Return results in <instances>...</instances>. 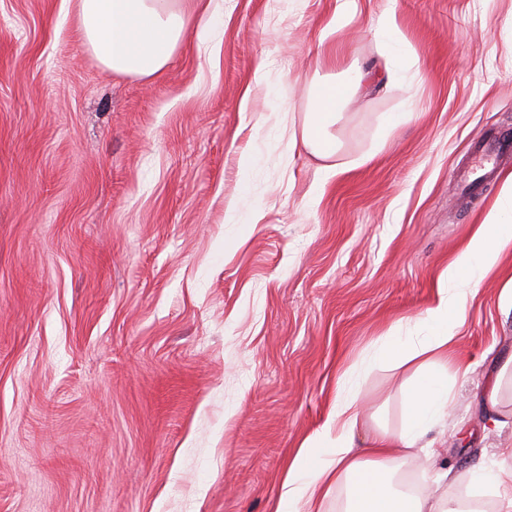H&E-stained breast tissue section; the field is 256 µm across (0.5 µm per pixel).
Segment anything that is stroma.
<instances>
[{
  "mask_svg": "<svg viewBox=\"0 0 512 512\" xmlns=\"http://www.w3.org/2000/svg\"><path fill=\"white\" fill-rule=\"evenodd\" d=\"M226 0L155 78L104 69L71 0H0V512H277L339 377L421 333L439 279L512 176V0ZM352 91L335 155L301 134L313 83ZM390 112L404 113L389 127ZM256 166L249 190L239 159ZM237 200L242 223L226 221ZM512 253L457 339L464 373L410 485L512 448ZM412 366L372 367L370 423L399 428Z\"/></svg>",
  "mask_w": 512,
  "mask_h": 512,
  "instance_id": "35a3bbf8",
  "label": "stroma"
}]
</instances>
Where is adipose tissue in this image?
Segmentation results:
<instances>
[{"mask_svg": "<svg viewBox=\"0 0 512 512\" xmlns=\"http://www.w3.org/2000/svg\"><path fill=\"white\" fill-rule=\"evenodd\" d=\"M184 0H76V21L87 49L115 74L153 77L170 64L191 25H211L215 0H197L188 16ZM348 89L327 79L310 88L312 110L302 133L305 146L323 158L335 154L330 128ZM512 248V183L486 224L480 225L442 275L438 299L428 309L421 336L389 331L369 358L370 363L401 367L419 365L404 391V419L398 430L374 428L366 447L356 445L362 426L356 392L337 398L323 430L306 438L288 467L283 499L297 512H320L334 490L345 489L344 512H462L448 508L441 489L452 473L436 472L431 482L409 487L398 481L406 458L434 457L427 436L440 426L454 399L451 371L456 332L467 321L468 296L479 275L491 271ZM468 481L488 493L495 512H512V463L479 466Z\"/></svg>", "mask_w": 512, "mask_h": 512, "instance_id": "1", "label": "adipose tissue"}]
</instances>
